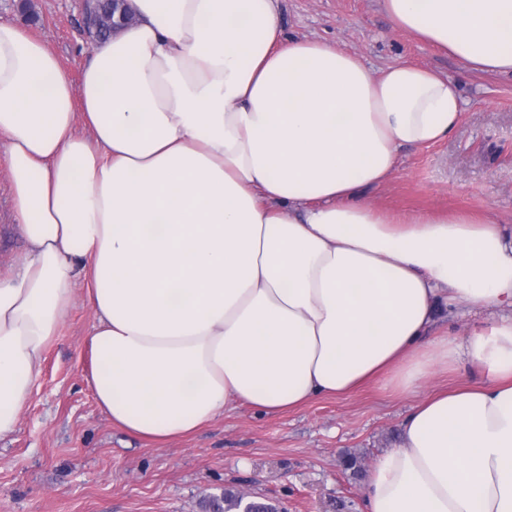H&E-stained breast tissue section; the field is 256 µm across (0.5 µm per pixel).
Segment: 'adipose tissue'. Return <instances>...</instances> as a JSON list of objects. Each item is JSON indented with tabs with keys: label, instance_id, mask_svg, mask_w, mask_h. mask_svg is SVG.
Returning a JSON list of instances; mask_svg holds the SVG:
<instances>
[{
	"label": "adipose tissue",
	"instance_id": "obj_1",
	"mask_svg": "<svg viewBox=\"0 0 512 512\" xmlns=\"http://www.w3.org/2000/svg\"><path fill=\"white\" fill-rule=\"evenodd\" d=\"M131 7L77 87L46 41L0 19V137L26 242L0 279V437L80 276L86 383L129 433L186 436L231 402L282 413L377 381L413 403L368 512H512V230L401 218L363 194L390 180L400 148L453 132L457 84L284 41L276 0ZM381 7L472 71L512 73V0ZM441 304L488 316L435 335ZM464 361L478 379L422 393Z\"/></svg>",
	"mask_w": 512,
	"mask_h": 512
}]
</instances>
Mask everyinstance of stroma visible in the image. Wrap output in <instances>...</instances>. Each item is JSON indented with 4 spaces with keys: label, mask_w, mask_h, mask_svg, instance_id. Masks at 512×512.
I'll return each mask as SVG.
<instances>
[{
    "label": "stroma",
    "mask_w": 512,
    "mask_h": 512,
    "mask_svg": "<svg viewBox=\"0 0 512 512\" xmlns=\"http://www.w3.org/2000/svg\"><path fill=\"white\" fill-rule=\"evenodd\" d=\"M84 0H31V25L14 0L0 18L48 42L80 83L95 39ZM284 38L332 41L373 70L417 63L459 83L455 131L421 150L399 151L393 178L369 189L377 207L401 216L427 209L467 211L512 226V73L482 74L395 29L378 0H278ZM0 174V275L25 250L8 216ZM94 320L84 283L48 346L33 393L12 433L0 438V512H203L202 502L248 489L279 512H367L377 459L400 447L410 405L378 384L325 396L293 411L240 406L185 437L151 442L112 424L85 377ZM355 457L359 472L346 469Z\"/></svg>",
    "instance_id": "35a3bbf8"
}]
</instances>
